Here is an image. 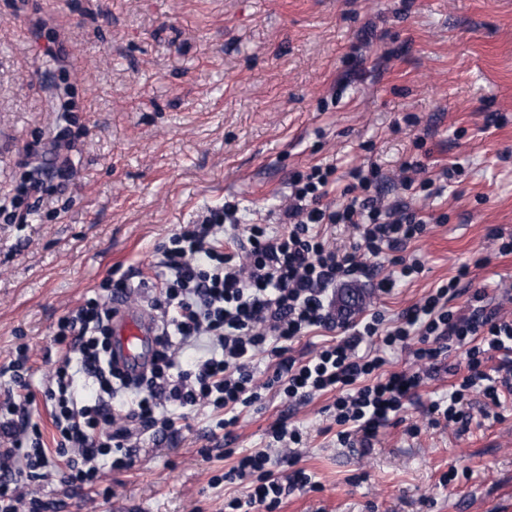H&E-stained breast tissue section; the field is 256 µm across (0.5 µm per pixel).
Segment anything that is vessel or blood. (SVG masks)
Here are the masks:
<instances>
[{"label":"vessel or blood","instance_id":"obj_1","mask_svg":"<svg viewBox=\"0 0 512 512\" xmlns=\"http://www.w3.org/2000/svg\"><path fill=\"white\" fill-rule=\"evenodd\" d=\"M116 311L112 319V356L129 374L143 371L149 351L157 337V326L145 308L134 306L126 298H113Z\"/></svg>","mask_w":512,"mask_h":512}]
</instances>
